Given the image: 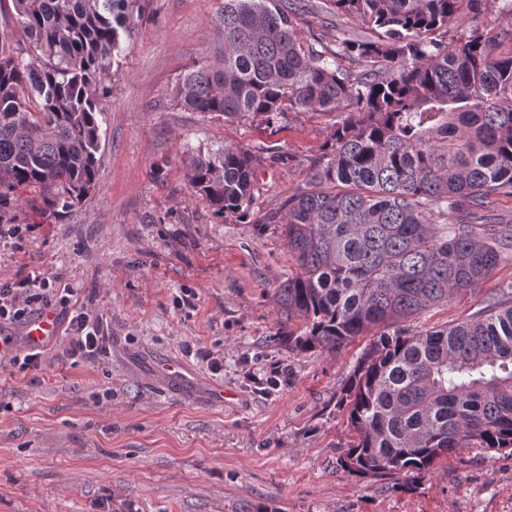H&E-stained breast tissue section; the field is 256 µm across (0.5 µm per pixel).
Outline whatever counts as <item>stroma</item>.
Wrapping results in <instances>:
<instances>
[{
    "label": "stroma",
    "instance_id": "1",
    "mask_svg": "<svg viewBox=\"0 0 512 512\" xmlns=\"http://www.w3.org/2000/svg\"><path fill=\"white\" fill-rule=\"evenodd\" d=\"M141 5L105 80L95 188L65 212L17 189L11 221L30 231L0 243L1 278L59 277L112 336L105 357L51 351L35 378L0 366V512H512L509 454L457 449L412 491L340 468L352 434L339 401L368 339L335 354L273 342L272 295L296 265L281 225L262 221L307 189L333 119L290 111L270 127L182 108L175 85L214 44L217 0ZM295 35L321 51L338 32L306 10ZM226 144L257 156L245 220H217L190 184L192 152ZM509 281L505 264L411 326L463 320ZM175 358L202 388L159 379L154 364ZM214 386L234 401L211 405Z\"/></svg>",
    "mask_w": 512,
    "mask_h": 512
}]
</instances>
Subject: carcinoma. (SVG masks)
<instances>
[{"label":"carcinoma","instance_id":"cac0c4a2","mask_svg":"<svg viewBox=\"0 0 512 512\" xmlns=\"http://www.w3.org/2000/svg\"><path fill=\"white\" fill-rule=\"evenodd\" d=\"M11 2L30 58L0 32V214L19 187L64 211L95 187L103 79L139 0ZM325 3L371 37L306 49L303 0H219L213 57L180 76L175 98L227 122L344 115L307 174L315 189L264 217L297 265L275 293V336L334 354L372 333L343 388L353 441L341 468L412 489L458 448L512 451V282L468 319L402 326L512 262V222H483L492 196H512V55L498 53L512 27L478 24L495 5L512 19V0ZM459 20L467 29L448 35ZM189 167L217 216L250 215L249 150L199 149Z\"/></svg>","mask_w":512,"mask_h":512}]
</instances>
